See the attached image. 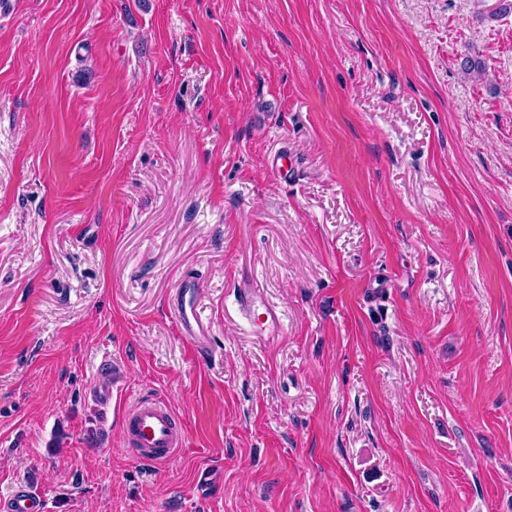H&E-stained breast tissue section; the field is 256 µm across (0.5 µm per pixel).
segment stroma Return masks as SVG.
<instances>
[{
  "label": "stroma",
  "mask_w": 512,
  "mask_h": 512,
  "mask_svg": "<svg viewBox=\"0 0 512 512\" xmlns=\"http://www.w3.org/2000/svg\"><path fill=\"white\" fill-rule=\"evenodd\" d=\"M12 3L0 500L26 484L49 512H512V13ZM186 273L202 357L170 309ZM244 280L282 315L274 342L237 308ZM105 351L126 383L98 447ZM153 394L186 434L162 466L119 425Z\"/></svg>",
  "instance_id": "stroma-1"
}]
</instances>
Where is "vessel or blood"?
I'll list each match as a JSON object with an SVG mask.
<instances>
[{
    "label": "vessel or blood",
    "mask_w": 512,
    "mask_h": 512,
    "mask_svg": "<svg viewBox=\"0 0 512 512\" xmlns=\"http://www.w3.org/2000/svg\"><path fill=\"white\" fill-rule=\"evenodd\" d=\"M200 280L184 275L175 289L172 305L175 318L184 336L196 346H203L211 329L198 311ZM238 309L252 328L257 339L267 341L283 332V321L277 308L269 303L259 286L252 282L239 284L235 290ZM98 373L107 380L98 387L94 399L100 408H107L112 393L122 380L123 373L111 357H102ZM127 446L140 459L166 464L185 444V434L171 406L159 396L136 397L121 418ZM47 505L40 495L29 488L15 490L0 512H46Z\"/></svg>",
    "instance_id": "b4317fda"
}]
</instances>
